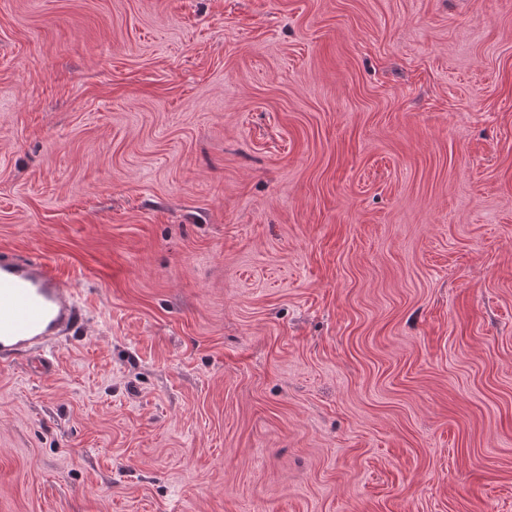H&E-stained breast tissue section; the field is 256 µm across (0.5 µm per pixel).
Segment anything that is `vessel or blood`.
<instances>
[{
	"mask_svg": "<svg viewBox=\"0 0 512 512\" xmlns=\"http://www.w3.org/2000/svg\"><path fill=\"white\" fill-rule=\"evenodd\" d=\"M83 326V306L47 262L0 255V360Z\"/></svg>",
	"mask_w": 512,
	"mask_h": 512,
	"instance_id": "vessel-or-blood-1",
	"label": "vessel or blood"
}]
</instances>
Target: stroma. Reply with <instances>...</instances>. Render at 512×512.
I'll use <instances>...</instances> for the list:
<instances>
[{"instance_id": "1", "label": "stroma", "mask_w": 512, "mask_h": 512, "mask_svg": "<svg viewBox=\"0 0 512 512\" xmlns=\"http://www.w3.org/2000/svg\"><path fill=\"white\" fill-rule=\"evenodd\" d=\"M0 512H512V0H0ZM83 306L54 268L34 257L0 255V360L46 347L83 327Z\"/></svg>"}]
</instances>
